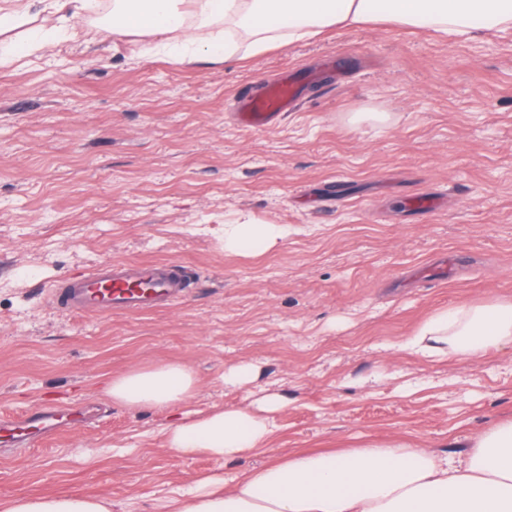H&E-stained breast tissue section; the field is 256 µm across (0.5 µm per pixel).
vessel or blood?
<instances>
[{"instance_id": "b4317fda", "label": "vessel or blood", "mask_w": 512, "mask_h": 512, "mask_svg": "<svg viewBox=\"0 0 512 512\" xmlns=\"http://www.w3.org/2000/svg\"><path fill=\"white\" fill-rule=\"evenodd\" d=\"M297 91L293 83L280 82L259 97H242L238 114L241 125L262 130L282 112L293 108ZM190 273L176 261L133 262L114 260L66 279L50 292L52 306L69 315L109 317L115 314L151 313L185 299ZM60 410L39 406L18 416L0 415V446L24 448L39 435L62 432Z\"/></svg>"}]
</instances>
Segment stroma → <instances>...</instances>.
Listing matches in <instances>:
<instances>
[{"label":"stroma","instance_id":"1","mask_svg":"<svg viewBox=\"0 0 512 512\" xmlns=\"http://www.w3.org/2000/svg\"><path fill=\"white\" fill-rule=\"evenodd\" d=\"M77 38L0 65V411L96 401L77 434L0 455V500L84 494L112 512H166L210 473L297 449L395 439L465 460L512 418V347L429 360L400 350L433 313L512 303V31L450 42L430 31L331 28L221 65ZM288 71L301 104L263 130L237 96ZM352 112L385 124L351 127ZM248 216L288 234L224 249ZM464 273L438 278L455 255ZM173 260L190 297L149 314L64 315L57 280L107 261ZM189 365L193 416L287 402L267 448L234 460L168 448L172 410L102 386L134 367ZM258 366L249 389L225 385Z\"/></svg>","mask_w":512,"mask_h":512}]
</instances>
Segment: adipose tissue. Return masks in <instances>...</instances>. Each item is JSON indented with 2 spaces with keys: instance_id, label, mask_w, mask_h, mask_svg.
Returning <instances> with one entry per match:
<instances>
[{
  "instance_id": "1",
  "label": "adipose tissue",
  "mask_w": 512,
  "mask_h": 512,
  "mask_svg": "<svg viewBox=\"0 0 512 512\" xmlns=\"http://www.w3.org/2000/svg\"><path fill=\"white\" fill-rule=\"evenodd\" d=\"M0 0V34L14 45L0 55L11 62L17 48L39 51L75 38L87 22L89 0ZM287 27H279V19ZM385 22L411 30L468 40L482 32L512 29V0H112L96 23L101 40L129 35L156 46L177 47L180 63L213 64L261 54L276 43L319 36L325 29ZM285 234L278 224L233 221L224 225V248L260 254ZM512 345V304H467L432 315L401 347L425 358L476 356ZM181 363L136 368L112 378L104 391L129 407L175 409L196 390ZM285 399L181 416L166 442L181 456L199 452L239 458L268 445L270 415ZM173 512H512V420L474 439L466 459L453 463L406 441L370 443L344 452L297 451L230 479L216 474L178 489ZM110 504L83 495H21L0 512H109Z\"/></svg>"
}]
</instances>
